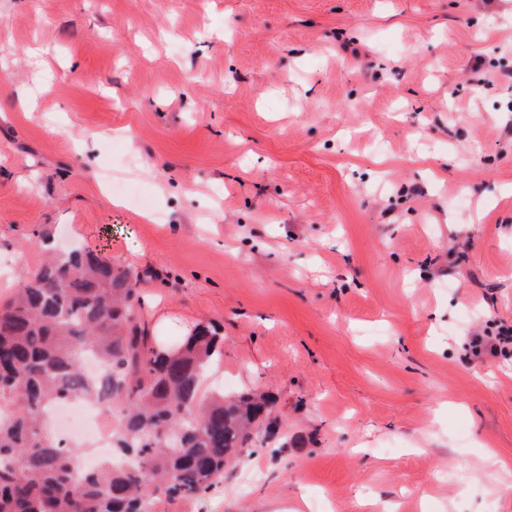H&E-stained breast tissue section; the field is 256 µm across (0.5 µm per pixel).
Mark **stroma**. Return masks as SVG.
Returning a JSON list of instances; mask_svg holds the SVG:
<instances>
[{"label": "stroma", "mask_w": 512, "mask_h": 512, "mask_svg": "<svg viewBox=\"0 0 512 512\" xmlns=\"http://www.w3.org/2000/svg\"><path fill=\"white\" fill-rule=\"evenodd\" d=\"M510 73L512 0H0V301L44 230L276 400L159 512H512ZM508 347H512V329L511 328H499L496 334L489 333L486 329L482 332H475L470 336L469 348L472 355L477 356L482 351L505 353Z\"/></svg>", "instance_id": "1"}]
</instances>
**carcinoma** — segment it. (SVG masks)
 <instances>
[{
    "instance_id": "carcinoma-1",
    "label": "carcinoma",
    "mask_w": 512,
    "mask_h": 512,
    "mask_svg": "<svg viewBox=\"0 0 512 512\" xmlns=\"http://www.w3.org/2000/svg\"><path fill=\"white\" fill-rule=\"evenodd\" d=\"M137 274L98 252L53 253L0 303V512H145L201 495L253 441L270 401L201 395L221 338L201 326L162 349L137 319ZM75 397L122 404L114 455L74 479V448L42 409Z\"/></svg>"
}]
</instances>
